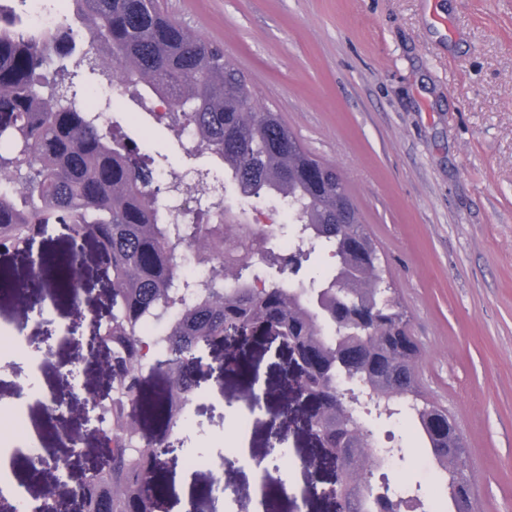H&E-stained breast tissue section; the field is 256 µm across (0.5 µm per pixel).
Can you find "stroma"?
Here are the masks:
<instances>
[{"mask_svg":"<svg viewBox=\"0 0 512 512\" xmlns=\"http://www.w3.org/2000/svg\"><path fill=\"white\" fill-rule=\"evenodd\" d=\"M166 11L230 53L259 104L281 113L304 145L343 174L376 241L386 278L411 316L420 346L417 374L425 395L447 409L468 448L481 512H512V0H162ZM153 154L177 169L223 167L206 155L186 156L172 135L154 130ZM71 244L60 226L35 235L25 253H0V279L28 271L44 257L39 281L20 316L0 293V331L27 351L38 345L37 322L56 328L76 311L108 318L110 302L99 258L84 245L82 288L70 298L45 292L57 271L50 255ZM236 361L226 377L199 379L192 416L177 431L185 447L207 444L210 465L177 460L163 475L165 496L192 512H255L248 471L237 469L228 489L211 478L226 445L259 459L267 422L288 406L287 471L264 480L276 512H331L317 496L302 458L317 450L304 425L307 409L285 376L288 352L254 336L215 344L211 363ZM104 351L58 342L38 363L0 350V412L20 409L35 448L67 461L63 480L35 472L27 451L11 453L5 469L28 497L52 491L54 512H75L73 488L101 462L83 419L93 398L109 389ZM76 364L75 381L60 366ZM260 373L267 409L250 414L243 396ZM38 376L42 396L23 401L22 385ZM67 407L48 413L59 393ZM249 414L245 431L233 421ZM391 434L404 462L396 481L434 487L436 467L420 451L407 420L376 422Z\"/></svg>","mask_w":512,"mask_h":512,"instance_id":"35a3bbf8","label":"stroma"}]
</instances>
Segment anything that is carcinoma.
Here are the masks:
<instances>
[{"label": "carcinoma", "mask_w": 512, "mask_h": 512, "mask_svg": "<svg viewBox=\"0 0 512 512\" xmlns=\"http://www.w3.org/2000/svg\"><path fill=\"white\" fill-rule=\"evenodd\" d=\"M0 0V252L23 253L40 225L60 224L74 243L89 242L106 264L111 312L96 337L108 352L109 393L98 400L99 438L107 466L77 486L82 512H154L162 498L166 434L186 423L202 352L228 333L265 329L304 363L303 389L323 413L321 447L347 448L349 481L330 490L353 512H376V434L339 413L365 395L376 418L408 412L421 448L448 494V512H479L460 502L456 480L467 467L464 439L446 409L427 399L417 379L420 347L396 289L385 282L376 242L336 167L311 152L281 114L256 103L245 76L223 47L167 14L160 0H69L79 28L23 26ZM95 40L98 66L116 83L159 98L174 126L191 128L195 151L224 164L242 197H273L293 215L290 252L243 223L229 206L220 224H166L153 183L154 159L130 137L101 122L93 107L47 69L68 58L76 38ZM336 259L332 274L304 277L312 254ZM214 269L203 284L183 264ZM59 291L77 293L81 259L58 262ZM262 277L267 285L254 286ZM163 374L155 390L145 374ZM157 422L164 430L148 433Z\"/></svg>", "instance_id": "cac0c4a2"}]
</instances>
